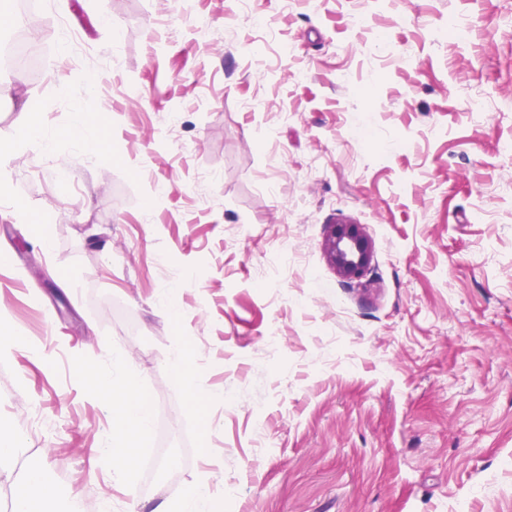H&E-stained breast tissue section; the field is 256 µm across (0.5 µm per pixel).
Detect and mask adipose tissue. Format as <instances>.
Returning <instances> with one entry per match:
<instances>
[{
    "label": "adipose tissue",
    "mask_w": 512,
    "mask_h": 512,
    "mask_svg": "<svg viewBox=\"0 0 512 512\" xmlns=\"http://www.w3.org/2000/svg\"><path fill=\"white\" fill-rule=\"evenodd\" d=\"M125 364L115 361L113 374L84 372L83 383L92 385L112 415V429L101 441L102 451L112 460L121 481H128L134 469V457L146 447L152 425V410L132 381L124 376Z\"/></svg>",
    "instance_id": "1"
}]
</instances>
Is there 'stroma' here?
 Instances as JSON below:
<instances>
[{"instance_id":"35a3bbf8","label":"stroma","mask_w":512,"mask_h":512,"mask_svg":"<svg viewBox=\"0 0 512 512\" xmlns=\"http://www.w3.org/2000/svg\"><path fill=\"white\" fill-rule=\"evenodd\" d=\"M13 20L41 51L0 80V429L21 435L0 497L37 469L58 512H154L207 472L216 512H512V0ZM342 220L372 241L359 283L324 257ZM116 357L167 426L131 490L80 381Z\"/></svg>"}]
</instances>
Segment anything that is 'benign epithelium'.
<instances>
[{"instance_id":"7a95c632","label":"benign epithelium","mask_w":512,"mask_h":512,"mask_svg":"<svg viewBox=\"0 0 512 512\" xmlns=\"http://www.w3.org/2000/svg\"><path fill=\"white\" fill-rule=\"evenodd\" d=\"M323 249L336 274L348 282L361 281L373 257L371 240L360 224L329 225Z\"/></svg>"}]
</instances>
